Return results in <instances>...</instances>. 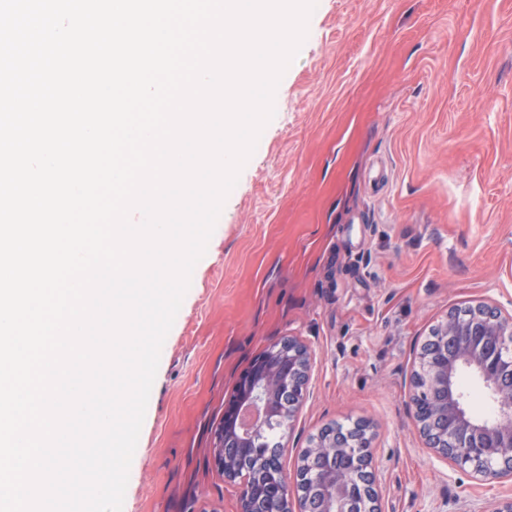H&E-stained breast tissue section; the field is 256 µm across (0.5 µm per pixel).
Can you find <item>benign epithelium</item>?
<instances>
[{
	"instance_id": "7a95c632",
	"label": "benign epithelium",
	"mask_w": 512,
	"mask_h": 512,
	"mask_svg": "<svg viewBox=\"0 0 512 512\" xmlns=\"http://www.w3.org/2000/svg\"><path fill=\"white\" fill-rule=\"evenodd\" d=\"M312 353L297 336H284L256 354L224 402L211 449L213 467L239 481L237 512H381L375 449L368 426H327L312 436L292 474L280 449L258 441L264 418L290 422L310 380ZM473 376L496 407L492 420L469 410L459 386ZM413 419L437 458L484 481L512 478V314L479 301L462 318L455 309L423 341L409 393Z\"/></svg>"
}]
</instances>
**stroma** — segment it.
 <instances>
[{"label": "stroma", "instance_id": "obj_1", "mask_svg": "<svg viewBox=\"0 0 512 512\" xmlns=\"http://www.w3.org/2000/svg\"><path fill=\"white\" fill-rule=\"evenodd\" d=\"M160 354L123 512H236L224 401L292 334L314 355L282 440L366 421L382 512H490L426 448L415 356L451 308L512 313V0H318Z\"/></svg>", "mask_w": 512, "mask_h": 512}]
</instances>
